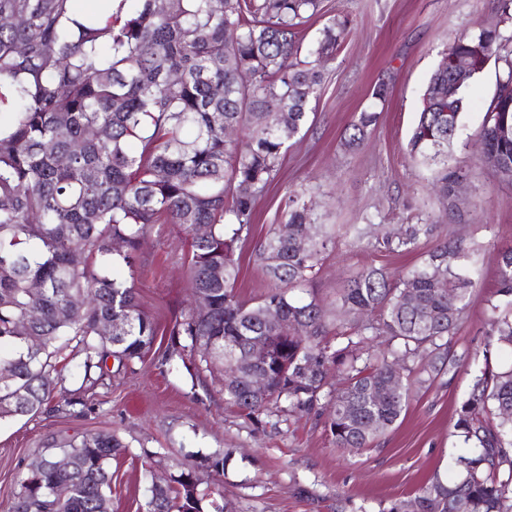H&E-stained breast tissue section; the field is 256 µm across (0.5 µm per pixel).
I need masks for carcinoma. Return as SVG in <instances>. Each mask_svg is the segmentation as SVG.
<instances>
[{
  "label": "carcinoma",
  "instance_id": "1",
  "mask_svg": "<svg viewBox=\"0 0 512 512\" xmlns=\"http://www.w3.org/2000/svg\"><path fill=\"white\" fill-rule=\"evenodd\" d=\"M131 2L127 15L122 2L102 22L74 17L73 0H0V87L14 106L0 122V349L13 347L0 354V420L77 405L82 416L88 391L144 358L158 327L137 301L133 261L152 225L177 224L189 235L188 288L208 307L175 319L160 371L176 357L198 374L218 369L224 401L240 416L323 418L336 447L351 450L390 431L427 382L475 363L453 424L467 445L452 458L459 480L435 474L388 512H512V366L495 360L512 351V248L500 255L483 347L460 355L453 346L473 280L461 241L432 219L368 242L422 259L398 275L370 266L344 280L346 319L331 323L316 296H290L336 248L297 193L288 235L273 228L258 249L265 292L251 305L234 292V245L304 129L319 66L348 37L349 20H331L305 49L299 29L320 0H166L162 10L155 0ZM476 43L492 57L509 54L512 31L497 23L450 42L409 141L413 161L433 163L431 184L450 212L464 175L448 148L467 99L463 86L448 90V65ZM506 64L481 137L486 162L511 169ZM377 120L376 111L360 113L346 145L362 144ZM226 126L243 137L224 138ZM122 266L129 277L117 275ZM104 322L118 329L104 337ZM254 336L269 346L257 363L271 378L263 394L238 364ZM75 352L79 387L57 401L59 364ZM332 377L343 383L336 392ZM125 448L106 430L51 438L40 453L47 465L24 468L6 512H111L110 462ZM58 454L70 459L64 472L49 465ZM225 461L221 451L203 455L170 485L145 472L146 512H224L223 491L200 488L199 473H222Z\"/></svg>",
  "mask_w": 512,
  "mask_h": 512
}]
</instances>
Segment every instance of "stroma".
I'll return each instance as SVG.
<instances>
[{
	"label": "stroma",
	"instance_id": "1",
	"mask_svg": "<svg viewBox=\"0 0 512 512\" xmlns=\"http://www.w3.org/2000/svg\"><path fill=\"white\" fill-rule=\"evenodd\" d=\"M322 6V16L306 25L307 40L335 17L350 19L354 29L324 67L307 125L257 201L251 232L236 251V291L249 302L262 293L265 280L255 251L271 225L283 222L293 193H304L318 223L326 225L371 222L393 231L429 217L445 224L478 262L480 277L455 344L459 350L476 348L489 316L499 254L512 247V185L499 182L478 159L484 115L504 62L490 61L469 81L453 147L454 162L465 174L462 191L480 193L481 207L444 214L428 185V168L409 161L407 146L423 93L450 40L496 22L495 2L323 0ZM382 81L389 96L375 130L359 147H346V128L372 104V91ZM186 238L177 225H152L135 268L140 305L160 334L133 372L96 388L90 416L40 413L0 421V504L19 488V463H31L46 439L95 430L112 431L128 447L110 464L112 512H145L143 470L163 482L189 455L218 450L230 454L223 474L202 479L221 484L224 512H385L414 496L433 474L454 480L448 460L464 442L453 423L469 391L470 371L450 382L436 379L412 397L385 439L354 451L337 449L314 416L283 421L273 415L254 423L225 402L217 380L199 379L179 362L160 372L155 358L167 345L163 332L191 304ZM419 260L416 253L374 252L341 237L325 254L310 289L333 320L341 315L336 298L344 278L369 265L398 273Z\"/></svg>",
	"mask_w": 512,
	"mask_h": 512
}]
</instances>
